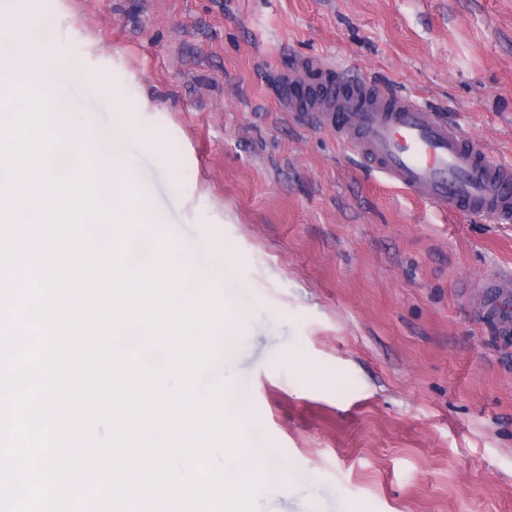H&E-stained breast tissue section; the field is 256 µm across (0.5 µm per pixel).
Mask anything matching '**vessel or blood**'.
Returning <instances> with one entry per match:
<instances>
[{
	"instance_id": "vessel-or-blood-1",
	"label": "vessel or blood",
	"mask_w": 512,
	"mask_h": 512,
	"mask_svg": "<svg viewBox=\"0 0 512 512\" xmlns=\"http://www.w3.org/2000/svg\"><path fill=\"white\" fill-rule=\"evenodd\" d=\"M291 112L316 113L372 171L450 213L512 222V167L492 163L485 144L412 97L327 74L316 95L287 99ZM512 334V273L496 275L485 300Z\"/></svg>"
}]
</instances>
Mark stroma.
I'll list each match as a JSON object with an SVG mask.
<instances>
[{
  "mask_svg": "<svg viewBox=\"0 0 512 512\" xmlns=\"http://www.w3.org/2000/svg\"><path fill=\"white\" fill-rule=\"evenodd\" d=\"M77 82L68 124L133 120L154 251L221 283L244 391L279 465L255 512H512V341L482 309L512 223L375 175L280 88L308 58L415 97L512 166V0H23ZM301 85L309 77L299 76ZM123 111H114L113 98ZM230 256L221 266L222 256Z\"/></svg>",
  "mask_w": 512,
  "mask_h": 512,
  "instance_id": "stroma-1",
  "label": "stroma"
}]
</instances>
